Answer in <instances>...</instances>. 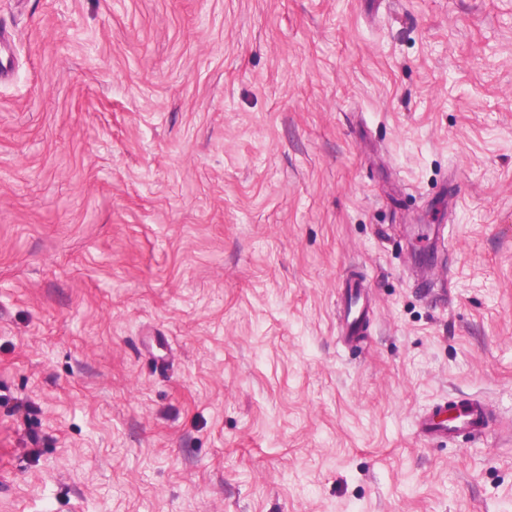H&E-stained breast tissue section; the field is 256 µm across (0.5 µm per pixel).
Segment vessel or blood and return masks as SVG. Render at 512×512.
Returning a JSON list of instances; mask_svg holds the SVG:
<instances>
[{"mask_svg":"<svg viewBox=\"0 0 512 512\" xmlns=\"http://www.w3.org/2000/svg\"><path fill=\"white\" fill-rule=\"evenodd\" d=\"M348 292L340 310L342 341L352 346L361 343L366 334V324L371 314V301L359 279L347 282ZM488 426V412L477 399L457 401L454 407L435 405L416 420L420 435L431 440H441L461 435L482 436Z\"/></svg>","mask_w":512,"mask_h":512,"instance_id":"b4317fda","label":"vessel or blood"}]
</instances>
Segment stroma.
Returning a JSON list of instances; mask_svg holds the SVG:
<instances>
[{
    "instance_id": "stroma-1",
    "label": "stroma",
    "mask_w": 512,
    "mask_h": 512,
    "mask_svg": "<svg viewBox=\"0 0 512 512\" xmlns=\"http://www.w3.org/2000/svg\"><path fill=\"white\" fill-rule=\"evenodd\" d=\"M3 27L0 512H512V0ZM475 396L481 438L418 434ZM348 292L340 310L342 342L346 346L361 343L371 314V301L358 278L347 281Z\"/></svg>"
}]
</instances>
